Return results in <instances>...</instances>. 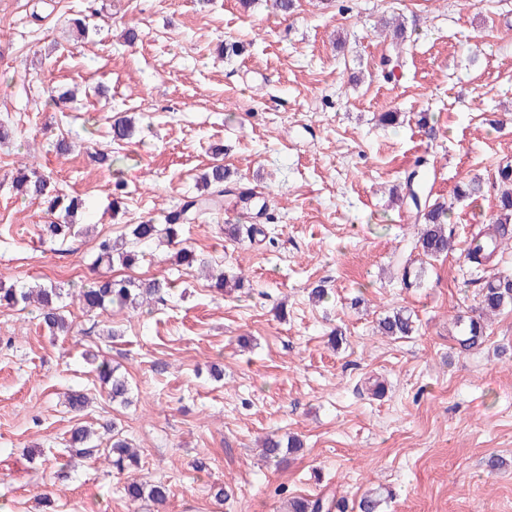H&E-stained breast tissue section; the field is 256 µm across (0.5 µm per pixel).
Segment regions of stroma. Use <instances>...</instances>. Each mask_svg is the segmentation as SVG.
<instances>
[{"label":"stroma","instance_id":"obj_1","mask_svg":"<svg viewBox=\"0 0 512 512\" xmlns=\"http://www.w3.org/2000/svg\"><path fill=\"white\" fill-rule=\"evenodd\" d=\"M394 18L400 52L384 26ZM228 41L243 53L225 55ZM71 88L73 101L52 104ZM384 112L400 124H381ZM117 113L139 128L131 142L110 138ZM1 122L14 135L0 142V284L67 288L108 273L176 288L149 313L71 305L67 336L34 307H0V512H45V489L53 512H160L124 496L134 478L169 483L161 512H287L294 497L369 489L391 491L383 512H512V307L488 318L478 349L457 344L483 281L512 274V248L479 268L464 257L496 212L498 168L512 166V0H298L288 16L272 0H0ZM61 135L73 145L63 157ZM216 163L274 220L229 240L225 225L248 220L228 195L183 238L243 288L218 295L164 245L133 267L92 269L99 239L163 223ZM25 167L85 199L88 234L40 238L55 216L13 188ZM414 170L421 200L452 205L448 256L420 255L413 205L391 201ZM474 178L481 191L458 196ZM318 284L327 296L315 303ZM398 308L414 335L378 334ZM102 358L127 377L130 405L101 388ZM72 389L92 397L77 417ZM112 422L138 469L67 448L72 426ZM270 435L303 449L265 463ZM492 454L505 466L490 475ZM217 483L229 501H214Z\"/></svg>","mask_w":512,"mask_h":512}]
</instances>
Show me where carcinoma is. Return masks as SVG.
Here are the masks:
<instances>
[{"label":"carcinoma","mask_w":512,"mask_h":512,"mask_svg":"<svg viewBox=\"0 0 512 512\" xmlns=\"http://www.w3.org/2000/svg\"><path fill=\"white\" fill-rule=\"evenodd\" d=\"M136 130L131 119L119 116L111 124L112 140L129 142L135 136ZM230 172L224 165H214L211 170L201 177L202 189L199 193L188 196L180 206L169 212L164 227L150 221L134 225L128 243L118 244L110 239L98 242V253L95 264L112 265L119 261L131 266L143 254L140 247L150 244L159 237L166 238L171 243L178 242L182 226L189 220L204 215L207 211L221 205L224 200L226 185L229 184ZM415 173L411 172L406 178V192L399 196L401 200L412 202L416 215L422 221L418 233L416 248L426 257H438L448 254L451 250V236L448 233L447 216L450 205L445 202L421 205L418 196L412 188ZM498 183L504 186L497 199V214L491 218V228L478 230L466 250V260L476 266H483L493 256V242L497 239L506 244L512 241V167L505 166L499 171ZM16 190L25 196L39 200L47 205L48 211L60 213L62 220L43 225V233L52 240L65 242L80 233L81 225L78 216L86 209L85 200L80 196H65L49 177L33 172L21 171L14 178ZM175 288L168 279L132 280L95 278L78 288L72 297L86 312L105 311L117 304L133 310L147 307L152 308L157 303L167 301V297ZM37 298L39 303L37 319L40 325L52 335L68 334L73 325L63 314L61 289L50 285H40L38 288H8L0 286V305L17 306ZM507 306L512 307V277H492L480 289L478 315L469 320L464 330V336L459 340L460 350L469 352L479 347L484 338L483 316L495 313ZM379 331L384 336L403 338L415 331L414 320L405 309H395L379 320ZM98 379L114 401L129 403L130 385L128 379L116 373L109 364L103 362L96 368ZM108 430L112 432V443L109 455L110 464L119 471L139 465L138 455L127 446V441L116 426L111 424ZM69 447L84 457H93L98 452L97 445L92 440V434L86 427L80 425L71 429ZM302 443L295 436L282 439L270 436L266 439L263 454L267 461H282L286 456L301 450ZM126 496L136 501L147 498L155 504H164L170 497V486L163 480L136 482L124 486ZM383 494L378 491L364 493L354 504H349L343 496L322 494L313 497H299L289 501L288 512H380Z\"/></svg>","instance_id":"1"}]
</instances>
